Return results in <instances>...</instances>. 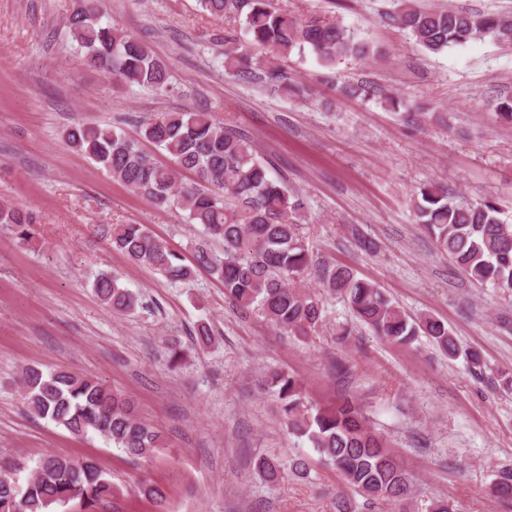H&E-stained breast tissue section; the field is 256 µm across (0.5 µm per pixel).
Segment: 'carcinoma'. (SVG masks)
Returning <instances> with one entry per match:
<instances>
[{
    "label": "carcinoma",
    "mask_w": 512,
    "mask_h": 512,
    "mask_svg": "<svg viewBox=\"0 0 512 512\" xmlns=\"http://www.w3.org/2000/svg\"><path fill=\"white\" fill-rule=\"evenodd\" d=\"M203 11L222 18L242 19L239 36H224V71L242 80L260 79L287 97L299 92L281 63L292 53L311 52L325 66L347 57L366 58L372 49L337 20L319 15L297 18L276 8L272 0H198ZM104 0H74L68 16L71 39L84 51L82 62L127 86L171 92L164 62L145 41L105 21ZM424 51L443 53L470 40L490 36L512 42V17L456 9L426 10L415 0H400L389 15ZM63 138L75 152L96 163L112 179L140 195L156 209L183 213L188 224L202 227L205 238L192 245L194 263L163 245L145 224H109L101 232L112 248L147 266L172 283H189L202 267L224 284L245 310L255 309L285 335L306 339L322 321L317 294L303 284L313 258L301 233L306 223L302 197L271 176L268 161L255 147L210 113L166 112L142 125L140 137L110 126L76 124ZM146 140L166 152L170 162L155 160L142 148ZM195 174L184 184L181 173ZM416 223L473 283L512 290V216L498 202L459 204L448 188L424 185L414 202ZM0 224L9 226L22 245L38 234L32 214L7 201L0 202ZM219 239L218 253L208 240ZM324 291L346 298L354 317L376 335L410 346L428 337L450 358L459 349L448 324L430 315L409 316L376 285L357 278L343 265L317 266ZM99 300L116 314L133 311L139 298L120 280L100 274L94 283ZM21 397L30 414L47 419L75 436L97 433L132 460H147L162 443L159 431L138 419L132 401L99 379L66 368L30 365L22 371ZM265 386L276 398L288 435L305 438L339 472L344 489L335 496V512H357L355 496L364 504L387 501L404 512L412 493L409 472L369 428L350 401L334 408H315L301 382L283 370L266 373ZM257 475L276 482L285 472L298 479L309 476L300 457L283 462L275 456L255 461ZM141 494L157 504L166 502L165 489L148 480ZM493 496L512 500V469L500 470L490 489ZM120 489L96 461H75L50 454L40 458L33 473L20 484L0 465V512H52L79 501L84 512L109 505Z\"/></svg>",
    "instance_id": "obj_1"
}]
</instances>
